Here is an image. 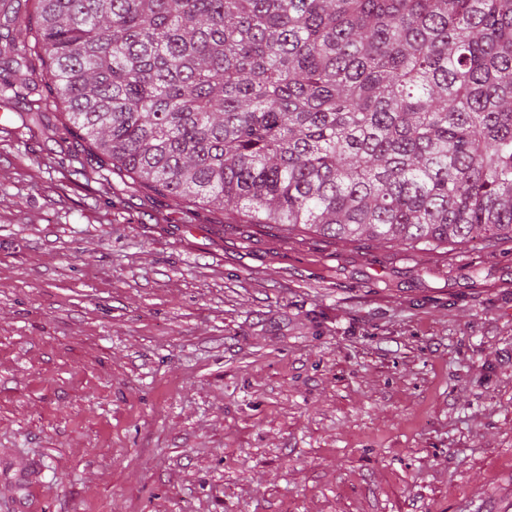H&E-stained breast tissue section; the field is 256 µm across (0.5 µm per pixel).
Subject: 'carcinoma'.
<instances>
[{"label": "carcinoma", "mask_w": 512, "mask_h": 512, "mask_svg": "<svg viewBox=\"0 0 512 512\" xmlns=\"http://www.w3.org/2000/svg\"><path fill=\"white\" fill-rule=\"evenodd\" d=\"M16 0L0 85L46 71L87 143L176 201L334 239L512 241V0Z\"/></svg>", "instance_id": "carcinoma-1"}]
</instances>
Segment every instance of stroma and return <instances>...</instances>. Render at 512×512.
<instances>
[{
	"mask_svg": "<svg viewBox=\"0 0 512 512\" xmlns=\"http://www.w3.org/2000/svg\"><path fill=\"white\" fill-rule=\"evenodd\" d=\"M27 102L0 93V512H512V242L107 189ZM41 99L29 100L27 112H18L17 116L21 122L27 123L29 120L39 121L43 124L44 130L47 132L49 137H53L60 129L58 123H51L50 119L46 115V112H40L42 106L40 105ZM46 122L44 123V121Z\"/></svg>",
	"mask_w": 512,
	"mask_h": 512,
	"instance_id": "obj_1",
	"label": "stroma"
}]
</instances>
